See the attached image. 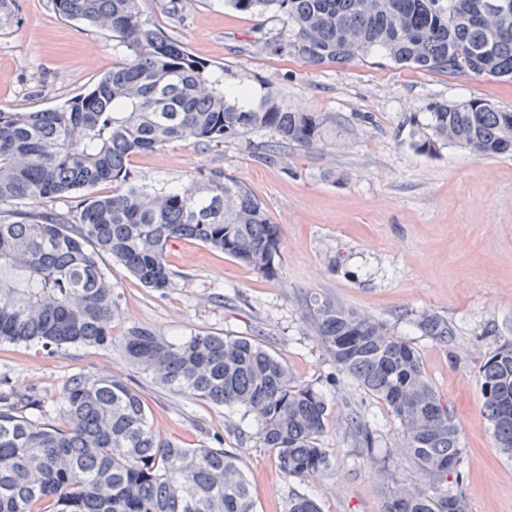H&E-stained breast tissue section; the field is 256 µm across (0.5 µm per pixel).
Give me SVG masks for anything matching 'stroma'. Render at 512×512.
<instances>
[{"instance_id": "stroma-1", "label": "stroma", "mask_w": 512, "mask_h": 512, "mask_svg": "<svg viewBox=\"0 0 512 512\" xmlns=\"http://www.w3.org/2000/svg\"><path fill=\"white\" fill-rule=\"evenodd\" d=\"M139 8L196 58L223 68L225 86L244 90L247 104L271 91L289 110L333 122L316 148L268 158L252 150L270 141L266 131L248 142L208 147L183 140L133 156V176L157 188L214 170L236 178L281 224L283 240L273 280L196 241H176L167 252L173 285L162 293L103 257L119 301L113 337L132 326L163 336H243L296 380L316 383L335 366L303 318L307 295L339 301L402 332L406 312L435 311L456 330L455 357L425 336H414L413 345L459 425L469 512H512V458L494 444L479 377L495 348L512 340V154L484 158L448 145L422 154L411 147L406 124L435 101L480 100L512 110V82L397 66L376 53L314 67L279 45L286 18L241 13L224 0H139ZM121 59L111 32L59 18L52 0H15L12 22L0 26V110L61 105ZM115 372L141 391L161 436L189 448L222 439L250 481L254 512H283L294 492L314 497L323 512H383L388 485L355 446L344 417L355 408L374 414L384 448L399 441V424L352 382L327 395L322 442L335 450V464L303 483L281 472L240 410L155 384L113 348L71 345L49 353L0 342L1 391L49 403L74 374Z\"/></svg>"}]
</instances>
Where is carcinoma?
Here are the masks:
<instances>
[{"mask_svg":"<svg viewBox=\"0 0 512 512\" xmlns=\"http://www.w3.org/2000/svg\"><path fill=\"white\" fill-rule=\"evenodd\" d=\"M241 13L288 19V51L313 65L348 64L380 51L399 66L512 80V0L488 12L482 0H225ZM67 20L112 33L124 59L89 91L32 112L0 111V341L108 346L118 302L104 256L154 291L172 287L166 252L179 239L223 252L256 274L277 277L282 227L240 181L220 171L204 185L149 188L128 164L181 140L219 144L268 131L275 146L313 149L330 117L291 112L274 96L257 109L231 101L224 70L195 58L143 17L139 0H53ZM408 123L413 146L455 145L479 157L512 153V110L482 101L434 103ZM101 183L112 194L91 195ZM80 199L73 224L39 205ZM27 202V209H1ZM306 320L336 371L383 402L402 430V450L427 479L393 477L391 452L357 410L348 432L392 481L383 512H469L462 491L460 428L425 376L418 351L386 322L310 295ZM411 327L450 358L454 330L422 309ZM120 356L159 384L214 406L241 409L288 477L309 481L333 467L323 445L326 394L293 379L258 342L200 332L179 340L128 328ZM484 410L497 448L512 456V342L481 366ZM185 448L160 435L143 396L117 375L78 374L53 405L0 393V512H253L249 480L221 447ZM284 512H322L300 493Z\"/></svg>","mask_w":512,"mask_h":512,"instance_id":"1","label":"carcinoma"}]
</instances>
